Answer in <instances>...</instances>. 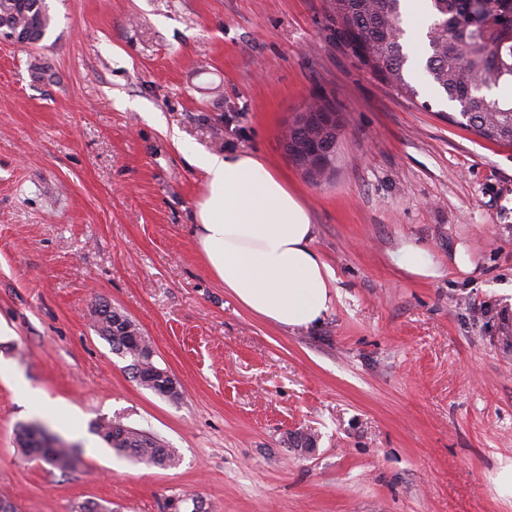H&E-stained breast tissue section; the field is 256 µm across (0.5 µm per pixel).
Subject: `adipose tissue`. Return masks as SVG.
<instances>
[{
    "mask_svg": "<svg viewBox=\"0 0 512 512\" xmlns=\"http://www.w3.org/2000/svg\"><path fill=\"white\" fill-rule=\"evenodd\" d=\"M173 145L204 176L194 240L212 277L248 312L284 329L321 321L336 275L312 248L308 210L251 152H199Z\"/></svg>",
    "mask_w": 512,
    "mask_h": 512,
    "instance_id": "adipose-tissue-1",
    "label": "adipose tissue"
}]
</instances>
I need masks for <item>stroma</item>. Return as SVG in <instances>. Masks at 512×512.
<instances>
[{
    "instance_id": "stroma-1",
    "label": "stroma",
    "mask_w": 512,
    "mask_h": 512,
    "mask_svg": "<svg viewBox=\"0 0 512 512\" xmlns=\"http://www.w3.org/2000/svg\"><path fill=\"white\" fill-rule=\"evenodd\" d=\"M46 4L39 46L0 40V499L512 512L493 486L512 462V146L450 122L447 103L397 95L337 40L326 0ZM319 92L345 127L315 182L282 135ZM176 136L257 153L299 196L336 274L321 324L276 327L210 275L192 231L204 179ZM409 244L443 276L397 266ZM101 302L139 324L178 401L139 386L99 337ZM113 418L176 465L117 457L90 430ZM30 423L77 445L76 469L23 457L14 430Z\"/></svg>"
}]
</instances>
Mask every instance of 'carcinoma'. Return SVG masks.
Wrapping results in <instances>:
<instances>
[{
    "label": "carcinoma",
    "instance_id": "carcinoma-1",
    "mask_svg": "<svg viewBox=\"0 0 512 512\" xmlns=\"http://www.w3.org/2000/svg\"><path fill=\"white\" fill-rule=\"evenodd\" d=\"M432 22L422 38L423 75L434 91L461 112L448 120L497 143L512 145V0H428ZM403 0H327L336 36L366 67L398 95L419 96L408 65L404 40ZM0 21L11 23L31 45H39L51 23L45 0H0ZM303 112L305 123L291 127L288 157L301 168L316 165L332 170L343 119L336 104L318 96ZM101 308L95 319L100 337L116 354L130 359L132 377L156 367L148 345L136 343L121 330L112 331V316ZM118 455L149 466L176 464L173 449L160 439L125 425L120 419L91 426ZM20 452L40 459L62 473L73 470L79 458L67 441L53 442L45 431L17 426Z\"/></svg>",
    "mask_w": 512,
    "mask_h": 512
}]
</instances>
